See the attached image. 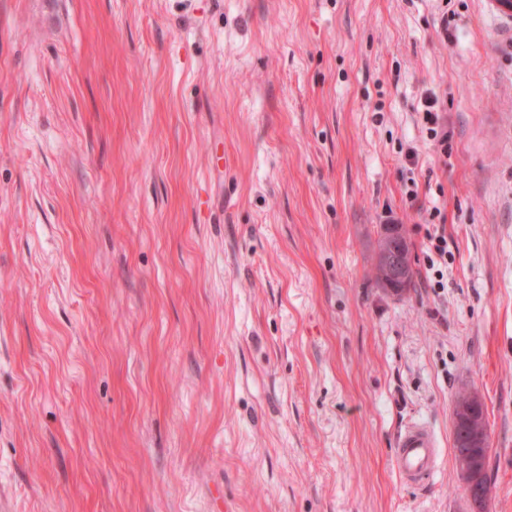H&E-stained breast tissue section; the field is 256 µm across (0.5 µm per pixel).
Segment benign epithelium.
Masks as SVG:
<instances>
[{
	"instance_id": "7a95c632",
	"label": "benign epithelium",
	"mask_w": 512,
	"mask_h": 512,
	"mask_svg": "<svg viewBox=\"0 0 512 512\" xmlns=\"http://www.w3.org/2000/svg\"><path fill=\"white\" fill-rule=\"evenodd\" d=\"M401 224H387L379 236L375 266L382 288L393 297L400 298L409 289L413 274L410 248ZM481 398L474 392L461 395L455 404L456 421L464 424L462 440L466 449L456 452L455 464L460 480L470 489L469 502L472 512H484L490 485L483 480L484 458L472 452V448H482L486 443L487 427L485 419L478 415Z\"/></svg>"
}]
</instances>
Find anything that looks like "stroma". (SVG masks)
<instances>
[{"label": "stroma", "instance_id": "stroma-1", "mask_svg": "<svg viewBox=\"0 0 512 512\" xmlns=\"http://www.w3.org/2000/svg\"><path fill=\"white\" fill-rule=\"evenodd\" d=\"M391 222L415 271L398 299L375 281ZM465 390L486 512H512V16L493 0H0L12 512H469ZM415 420L440 462L409 484L392 454ZM482 404L481 413L485 418L484 405L478 394L474 392H467L462 394L458 402L455 404V414L457 421V428L459 424L463 423L465 426L462 430V440L466 448H482V453L488 452L489 443L486 448H483L486 443L487 436V423L482 416H478V410ZM455 464L460 480L464 484L465 493L469 495L471 509L474 512H484V503L488 497L490 479L485 470L483 455L478 456L468 450L457 451L455 455ZM483 475L485 478L484 482ZM467 487V488H466ZM469 488V489H468Z\"/></svg>", "mask_w": 512, "mask_h": 512}]
</instances>
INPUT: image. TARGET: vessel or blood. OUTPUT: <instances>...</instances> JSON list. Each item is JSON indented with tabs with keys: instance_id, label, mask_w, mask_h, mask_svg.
<instances>
[{
	"instance_id": "vessel-or-blood-1",
	"label": "vessel or blood",
	"mask_w": 512,
	"mask_h": 512,
	"mask_svg": "<svg viewBox=\"0 0 512 512\" xmlns=\"http://www.w3.org/2000/svg\"><path fill=\"white\" fill-rule=\"evenodd\" d=\"M437 457L438 444L427 424L414 422L399 433L393 466L402 479L417 483L430 476Z\"/></svg>"
}]
</instances>
